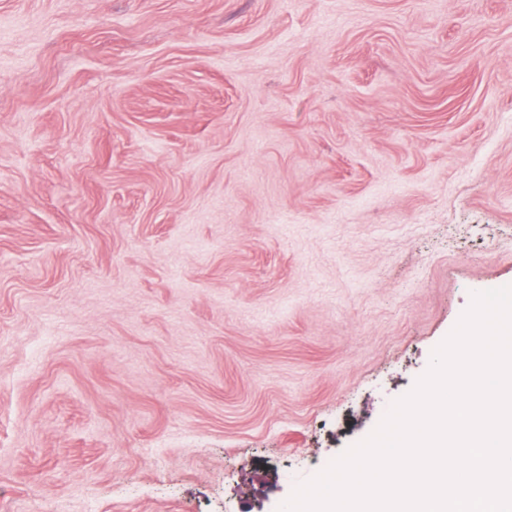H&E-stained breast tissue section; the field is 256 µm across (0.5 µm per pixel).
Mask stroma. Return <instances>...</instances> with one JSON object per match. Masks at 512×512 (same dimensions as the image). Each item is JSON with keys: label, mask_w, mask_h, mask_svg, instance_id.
Returning a JSON list of instances; mask_svg holds the SVG:
<instances>
[{"label": "stroma", "mask_w": 512, "mask_h": 512, "mask_svg": "<svg viewBox=\"0 0 512 512\" xmlns=\"http://www.w3.org/2000/svg\"><path fill=\"white\" fill-rule=\"evenodd\" d=\"M491 284L512 0H0V512H277Z\"/></svg>", "instance_id": "stroma-1"}]
</instances>
